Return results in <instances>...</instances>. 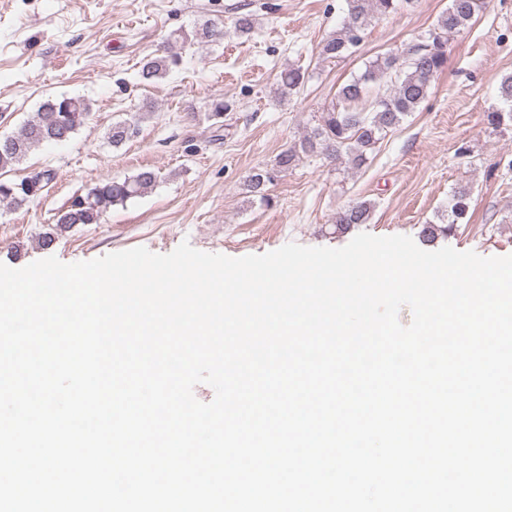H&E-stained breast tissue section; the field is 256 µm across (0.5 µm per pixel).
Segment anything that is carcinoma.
Instances as JSON below:
<instances>
[{"label":"carcinoma","mask_w":512,"mask_h":512,"mask_svg":"<svg viewBox=\"0 0 512 512\" xmlns=\"http://www.w3.org/2000/svg\"><path fill=\"white\" fill-rule=\"evenodd\" d=\"M348 12L343 25L325 39L321 56L325 60L341 59L359 46L362 33L369 22L380 16L397 13L411 5L412 0H346ZM484 0H450L448 8L437 18L429 36L408 50L403 57L394 52L379 55L366 65L365 70L344 83L336 92L334 101L321 115L320 122L299 142L298 146L281 153L269 167L256 168L248 176V188L253 196L269 207L273 198L267 186L277 174L287 169L302 156L324 155L332 160H346L359 169L367 164L369 154L383 133L400 125L409 114L418 110L427 99L434 80L447 63L448 38L469 28L484 8ZM182 42L213 43L224 39V29L209 20H202L189 34L180 35ZM179 64L175 54L150 57L143 62L141 77L146 81L160 79ZM390 78L392 88L374 97L368 95L369 85ZM307 81L306 71L290 66L276 76L280 98L285 100L300 92ZM499 96L505 108L487 115L490 125L498 128L512 124V74L499 83ZM232 105L222 98L208 104V119L217 123L216 131L224 128V115ZM90 117L89 102L79 96H60L42 103L31 118L13 135L10 145L0 144V170L3 171L24 159L32 149L48 142L69 139ZM140 119L112 126V144L119 145L137 133ZM55 179L51 169H44L19 181L0 176V202L21 206L43 194ZM157 175L151 170L124 179L104 180L89 188L84 195L74 198L56 220L61 226L97 224L103 215L117 205L144 195L154 187ZM471 190L459 186L448 206V224H425L421 237L432 242L440 236L452 234L456 225L467 217ZM373 205L358 201L336 215V230L344 232L355 224H366Z\"/></svg>","instance_id":"carcinoma-1"}]
</instances>
